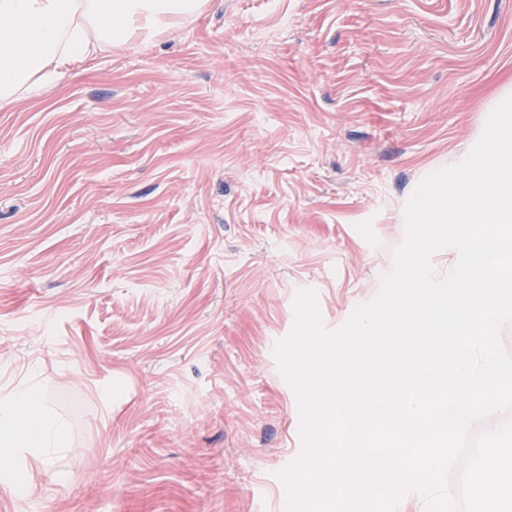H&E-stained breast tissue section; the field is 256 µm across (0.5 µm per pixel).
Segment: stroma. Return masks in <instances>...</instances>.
<instances>
[{
    "mask_svg": "<svg viewBox=\"0 0 512 512\" xmlns=\"http://www.w3.org/2000/svg\"><path fill=\"white\" fill-rule=\"evenodd\" d=\"M512 84V0H208L0 106V397L67 425L0 512H286L274 350L372 297Z\"/></svg>",
    "mask_w": 512,
    "mask_h": 512,
    "instance_id": "35a3bbf8",
    "label": "stroma"
}]
</instances>
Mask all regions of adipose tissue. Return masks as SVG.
<instances>
[{
    "instance_id": "1",
    "label": "adipose tissue",
    "mask_w": 512,
    "mask_h": 512,
    "mask_svg": "<svg viewBox=\"0 0 512 512\" xmlns=\"http://www.w3.org/2000/svg\"><path fill=\"white\" fill-rule=\"evenodd\" d=\"M204 0H0V103L31 99L104 48L152 39L194 18ZM62 420L29 385L0 398V460L64 447Z\"/></svg>"
}]
</instances>
